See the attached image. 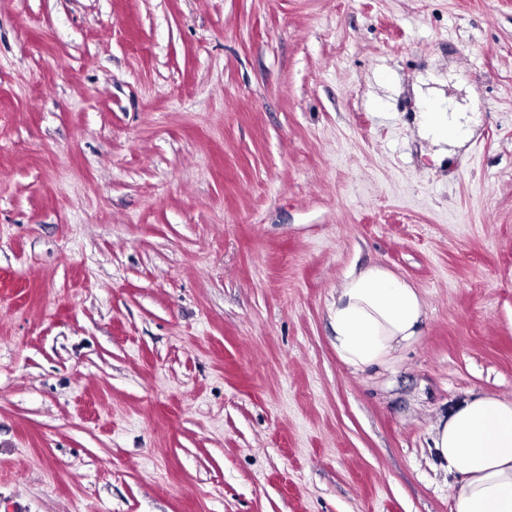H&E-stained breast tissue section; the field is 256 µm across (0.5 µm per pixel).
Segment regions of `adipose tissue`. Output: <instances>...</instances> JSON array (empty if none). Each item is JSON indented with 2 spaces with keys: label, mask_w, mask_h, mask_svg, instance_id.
<instances>
[{
  "label": "adipose tissue",
  "mask_w": 512,
  "mask_h": 512,
  "mask_svg": "<svg viewBox=\"0 0 512 512\" xmlns=\"http://www.w3.org/2000/svg\"><path fill=\"white\" fill-rule=\"evenodd\" d=\"M342 365L369 376L422 336L423 300L381 265L347 276L328 310ZM440 468L451 475V512H512V400L474 393L430 430Z\"/></svg>",
  "instance_id": "1"
}]
</instances>
